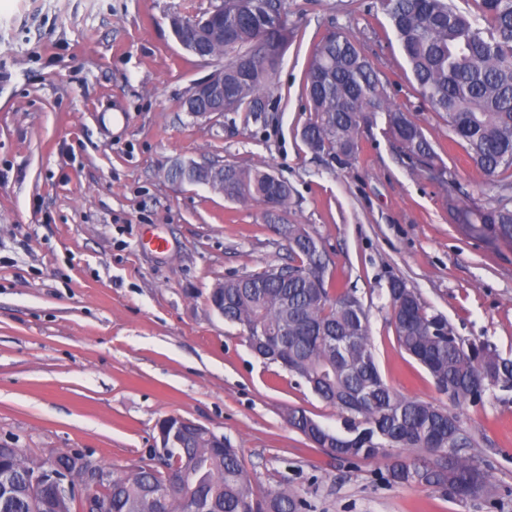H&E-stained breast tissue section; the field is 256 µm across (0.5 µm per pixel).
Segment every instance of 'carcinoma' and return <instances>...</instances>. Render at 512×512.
Listing matches in <instances>:
<instances>
[{
    "label": "carcinoma",
    "mask_w": 512,
    "mask_h": 512,
    "mask_svg": "<svg viewBox=\"0 0 512 512\" xmlns=\"http://www.w3.org/2000/svg\"><path fill=\"white\" fill-rule=\"evenodd\" d=\"M406 58L417 92L441 115L468 157L486 175L512 168V0H479V15L455 11L451 0H378ZM224 30V111L256 112L271 89L288 44L284 0H224V12L205 16ZM310 117L302 139L316 154L344 167L356 157L362 127L383 120L382 133L407 159L444 177L446 167L423 128L388 102L387 88L369 57L349 34L332 30L315 47L306 72ZM463 210L468 230L512 242V196ZM291 197L283 180L252 167L224 166V198L264 208L266 223L288 242L292 261L224 280V320L258 333L251 350L294 373L339 410L344 432H334L305 411H288V423L309 442L340 459L370 458L388 448L448 447L432 461H396L387 482L435 485L454 499L480 496L487 467L460 455L469 444L456 414L403 395L382 378L368 332V309L352 289L338 288L330 259L317 238L280 216ZM391 316L399 346L446 390L457 405L476 404L496 389L512 391V361L485 342L456 335L442 315L400 279L389 282ZM44 462L19 448H0V475L11 476L8 508L0 512H76L75 502L39 501L32 483ZM176 488L167 502L158 492ZM99 512H304L307 503L281 488L258 491L229 442L209 448L203 434L187 448H172L161 466L137 464L111 475L96 492Z\"/></svg>",
    "instance_id": "1"
}]
</instances>
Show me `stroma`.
I'll use <instances>...</instances> for the list:
<instances>
[{
  "label": "stroma",
  "instance_id": "35a3bbf8",
  "mask_svg": "<svg viewBox=\"0 0 512 512\" xmlns=\"http://www.w3.org/2000/svg\"><path fill=\"white\" fill-rule=\"evenodd\" d=\"M220 3L0 0V447L40 461L81 450L124 472L174 415L224 436L257 489L288 488L310 512H512V392L456 410L466 455L489 465L479 499L392 486L391 464L417 451L345 460L310 444L288 410L336 431V408L255 357L209 307L215 283L291 254L257 204L168 178L181 160L288 182V222L320 238L335 282L362 297L396 391L448 403L396 341L394 278L456 334L512 360V243L470 234L461 214L492 206L504 179L478 169L421 101L387 17L373 0H286L294 35L268 111L196 117L179 103L224 60L188 54L169 20ZM334 28L360 43L392 104L438 148L444 180L403 161L376 128L344 168L305 146L304 75Z\"/></svg>",
  "mask_w": 512,
  "mask_h": 512
}]
</instances>
